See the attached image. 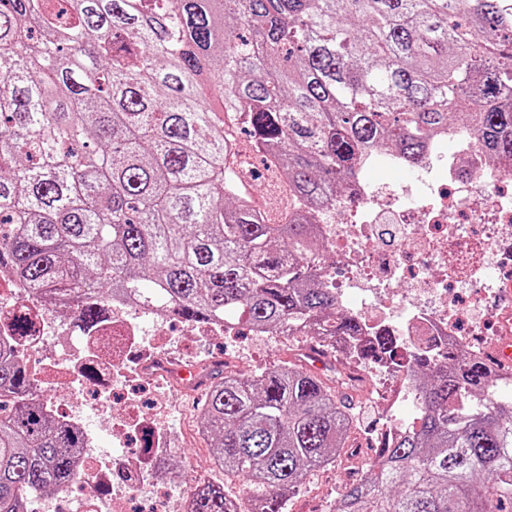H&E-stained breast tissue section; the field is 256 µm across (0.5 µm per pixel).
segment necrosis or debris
I'll return each mask as SVG.
<instances>
[{"label":"necrosis or debris","mask_w":512,"mask_h":512,"mask_svg":"<svg viewBox=\"0 0 512 512\" xmlns=\"http://www.w3.org/2000/svg\"><path fill=\"white\" fill-rule=\"evenodd\" d=\"M474 138L473 130L457 128L452 140L466 152L449 159L440 151L411 167L389 152L379 164L406 170L402 183L356 182L347 219L337 220L330 202L311 215L333 256L320 269L322 280L365 331L390 330L407 353L461 347L483 356L493 342L485 285L512 260V161L475 152ZM78 306L74 299L50 302L0 269V345L37 386L63 375L84 394L122 399L108 451L97 448L89 420L73 406L46 405L83 440L76 478L83 494L72 512H189L188 497L155 502L139 495L172 442L163 392L176 380L165 351L170 314L118 296L98 323L61 341L60 322Z\"/></svg>","instance_id":"1"}]
</instances>
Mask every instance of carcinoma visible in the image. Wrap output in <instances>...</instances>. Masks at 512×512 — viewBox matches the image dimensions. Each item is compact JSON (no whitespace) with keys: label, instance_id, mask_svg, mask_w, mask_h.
<instances>
[{"label":"carcinoma","instance_id":"carcinoma-1","mask_svg":"<svg viewBox=\"0 0 512 512\" xmlns=\"http://www.w3.org/2000/svg\"><path fill=\"white\" fill-rule=\"evenodd\" d=\"M220 94L218 106L203 88ZM240 119L264 171L288 181V221L240 193ZM454 124L512 158V0H0V268L105 314L113 291L195 322L223 319L295 339L249 374L217 363L202 419L252 512L336 461L355 426L336 363L397 358L311 266L328 255L307 209L367 156L409 164ZM321 345L305 364L299 336ZM416 416L379 441L369 476L334 512H512V400L462 349L410 355ZM35 383L0 352V512L74 476L80 436L54 422ZM193 512H231L197 483Z\"/></svg>","mask_w":512,"mask_h":512}]
</instances>
